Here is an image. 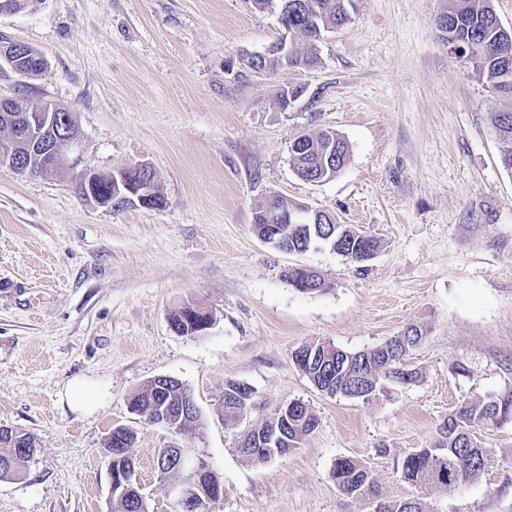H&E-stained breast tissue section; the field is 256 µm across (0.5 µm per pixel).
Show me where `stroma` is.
<instances>
[{"instance_id":"stroma-1","label":"stroma","mask_w":512,"mask_h":512,"mask_svg":"<svg viewBox=\"0 0 512 512\" xmlns=\"http://www.w3.org/2000/svg\"><path fill=\"white\" fill-rule=\"evenodd\" d=\"M449 6L354 0L317 67L276 73L246 65L284 34L254 0H36L0 14V41L48 61L31 78L0 66V98L65 105L97 169L148 164L164 198L107 209L55 176L0 164V426L39 445L0 479V512H116L104 442L117 426L137 433L148 512L167 508L155 461L173 440L219 476L209 512H364L336 488L341 456L361 460L390 499L512 512V421L475 430L492 464L454 494L421 492L396 471L458 405L512 389V172L492 124L512 99L439 40L434 21ZM288 88L300 94L284 110ZM325 128L349 161L329 181H304L290 145ZM272 195L375 236L376 257L264 243L253 216ZM296 265L327 290H295L285 273ZM187 304L212 311L204 334L171 330ZM410 324L427 329L406 358L416 381L386 382L367 401L318 391L293 362L306 344L361 351ZM160 375L192 390L201 428L174 436L130 413ZM75 381L99 390L94 409L68 402ZM232 381L253 397L228 421ZM293 399L317 429L287 455L248 461L243 433Z\"/></svg>"}]
</instances>
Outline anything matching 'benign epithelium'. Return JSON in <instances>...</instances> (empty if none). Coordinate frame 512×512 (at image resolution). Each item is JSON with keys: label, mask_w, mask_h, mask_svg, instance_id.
Listing matches in <instances>:
<instances>
[{"label": "benign epithelium", "mask_w": 512, "mask_h": 512, "mask_svg": "<svg viewBox=\"0 0 512 512\" xmlns=\"http://www.w3.org/2000/svg\"><path fill=\"white\" fill-rule=\"evenodd\" d=\"M31 58L46 64L41 53L24 43H0V62L21 76L27 75L25 62ZM0 127L7 131V135L0 138V161L8 163L18 173L28 176L49 173L68 183L76 180L82 185L86 198L109 209L114 208V201L121 207L144 204L154 195L153 181L145 176L149 169L146 164L112 172H101L92 166L76 132L74 115L62 104L52 102L28 110L14 100L0 99ZM286 275L308 289L319 283L316 272L304 266L291 267ZM198 415L194 396L186 393L155 424L171 434H178L194 425ZM157 458L169 512L205 510L207 504L223 494L222 483L209 464L188 455L177 443L172 441L159 449ZM112 492L120 496L134 492L141 502H146L133 468L112 480Z\"/></svg>", "instance_id": "obj_1"}]
</instances>
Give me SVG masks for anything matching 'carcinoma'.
<instances>
[{
  "label": "carcinoma",
  "mask_w": 512,
  "mask_h": 512,
  "mask_svg": "<svg viewBox=\"0 0 512 512\" xmlns=\"http://www.w3.org/2000/svg\"><path fill=\"white\" fill-rule=\"evenodd\" d=\"M279 15L288 26V34L304 38L299 44L288 42V58L275 57L250 59L251 69L276 71L280 68L301 69L315 65L318 60V40L315 34H325L344 27L347 23L345 0H278ZM448 20V34L461 40L464 53L473 64L478 79L495 91L512 98V31H506L497 18L492 0H451L448 11L441 14ZM492 123L501 143V161L512 171V110L493 114ZM329 137L325 129L305 134L303 140L291 145L294 170L305 181L313 182L321 176V168L336 172L344 164L335 158L321 153L324 141ZM269 203H260L254 212V229L258 237L267 233ZM326 234L327 245H335L336 253L351 261L360 262L361 254L369 246L377 251L380 241L372 236L369 240L359 239L348 225L341 224L329 230L325 224H313L304 228L299 224L279 225L282 245L290 253H303L308 250V238L315 232ZM421 342V338L411 332L385 354L371 348L358 352H347L345 358L324 356V348L314 346V356L307 360L293 355L294 364L308 377L321 392L333 396L368 401L382 390L383 381L399 378L408 384L416 380V373L402 368L401 361L407 353ZM176 387L164 392L148 385L131 398V405L151 411L152 416L160 417L164 399L178 397ZM251 398L241 401L224 402V419L236 420L247 411ZM292 405L298 413L288 420V432L282 434L277 443H261L259 447H277L293 450L310 435L318 425L312 411L295 399ZM512 421V391L490 395L467 401L448 414V418L437 427L438 439L434 446L415 448L402 459L398 468L403 481L418 487L431 488L451 493L462 483L478 479L491 462L486 449L478 443L468 445L455 437L454 429L472 431L474 427ZM33 456L6 443L0 442V478L18 474ZM368 468L358 459L340 457L336 459L333 478L340 493L352 500L363 492L379 494L376 482L365 480ZM384 512H433V506L421 498L409 497L386 502Z\"/></svg>",
  "instance_id": "carcinoma-1"
}]
</instances>
